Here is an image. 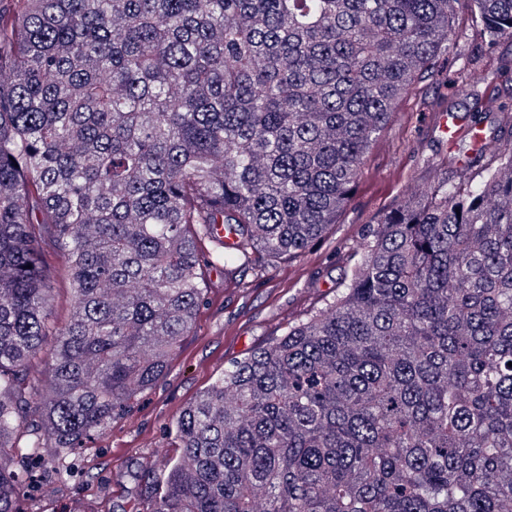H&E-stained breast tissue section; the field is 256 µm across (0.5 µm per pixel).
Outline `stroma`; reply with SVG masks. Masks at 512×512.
Instances as JSON below:
<instances>
[{"mask_svg":"<svg viewBox=\"0 0 512 512\" xmlns=\"http://www.w3.org/2000/svg\"><path fill=\"white\" fill-rule=\"evenodd\" d=\"M455 27L449 69H464L466 91L449 95L447 106L463 116L472 97L491 88L492 61L477 62L479 30L468 14ZM465 139L446 144L441 130L420 119L416 127L392 126L370 156L352 201L321 241L292 261L235 265L205 272L207 294L193 331L182 338L167 372L115 420L102 437L73 455L66 486L44 467L32 466L34 490L17 503L19 512H150L155 492L179 455L174 423L181 411L225 366L269 346L311 312L332 301L336 288L360 257L369 226L389 211L406 188H429L424 162L435 152L464 151ZM165 466H150L157 452Z\"/></svg>","mask_w":512,"mask_h":512,"instance_id":"stroma-1","label":"stroma"}]
</instances>
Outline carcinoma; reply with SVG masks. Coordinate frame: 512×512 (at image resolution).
Returning a JSON list of instances; mask_svg holds the SVG:
<instances>
[{"instance_id": "obj_1", "label": "carcinoma", "mask_w": 512, "mask_h": 512, "mask_svg": "<svg viewBox=\"0 0 512 512\" xmlns=\"http://www.w3.org/2000/svg\"><path fill=\"white\" fill-rule=\"evenodd\" d=\"M18 2L0 16V512L28 461L66 482L165 373L204 267L326 235L459 13L478 55L512 37V0ZM508 94L475 95L469 153L428 160L430 192L369 228L332 301L183 408L151 512H512ZM48 242L69 257L64 322Z\"/></svg>"}]
</instances>
